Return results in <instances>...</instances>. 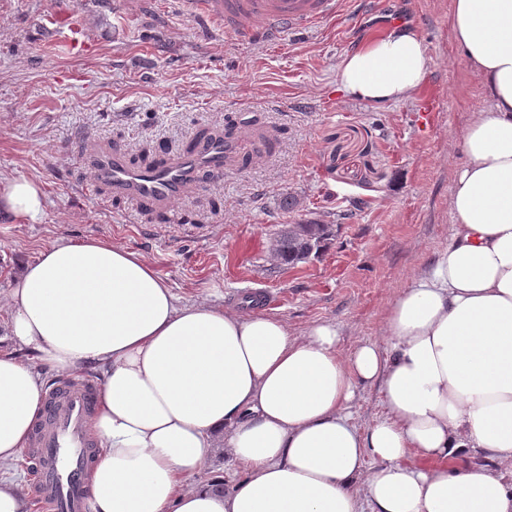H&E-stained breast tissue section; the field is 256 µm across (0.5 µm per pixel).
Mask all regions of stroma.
Listing matches in <instances>:
<instances>
[{"instance_id":"stroma-1","label":"stroma","mask_w":512,"mask_h":512,"mask_svg":"<svg viewBox=\"0 0 512 512\" xmlns=\"http://www.w3.org/2000/svg\"><path fill=\"white\" fill-rule=\"evenodd\" d=\"M343 2L268 41L224 34L173 0H0V179H39L47 195L36 223L0 212V336L22 263L93 236L140 254L180 303L226 307L259 289L262 312L293 332L334 323L347 353L381 341L390 302L448 244L462 133L485 99L452 39V0ZM60 13L87 34L81 54L52 24ZM399 22L431 58L423 85L385 105L339 90L342 57ZM428 96L436 118L424 130ZM229 125L247 165L191 188L175 224L100 198L82 161L91 141L156 159ZM287 224L336 231L318 256L280 265L271 248Z\"/></svg>"}]
</instances>
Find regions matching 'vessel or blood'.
Returning <instances> with one entry per match:
<instances>
[{"instance_id":"b4317fda","label":"vessel or blood","mask_w":512,"mask_h":512,"mask_svg":"<svg viewBox=\"0 0 512 512\" xmlns=\"http://www.w3.org/2000/svg\"><path fill=\"white\" fill-rule=\"evenodd\" d=\"M206 22L240 37L256 35L263 21L272 35L300 30L336 14L338 0H176ZM237 150L221 139L202 140L151 167L129 165L110 145H91L82 156L107 197H126L170 212L174 202L204 175L223 174ZM96 406L91 380L58 382L49 394L31 438L39 467L35 498L42 512H87L88 474L96 462L89 422Z\"/></svg>"}]
</instances>
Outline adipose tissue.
<instances>
[{
    "mask_svg": "<svg viewBox=\"0 0 512 512\" xmlns=\"http://www.w3.org/2000/svg\"><path fill=\"white\" fill-rule=\"evenodd\" d=\"M451 29L486 103L462 135L448 246L389 304L383 343L346 355L329 322L294 335L245 306L182 305L134 251L56 243L10 284L7 335L35 359L0 352V464L28 446L41 369L91 366V512H512V0H452ZM429 67L399 23L336 81L385 104ZM45 202L33 178L0 184L16 218L38 221ZM371 385L386 418L363 428L350 408ZM218 453L244 470L223 492L201 476ZM475 454L492 466L455 467Z\"/></svg>",
    "mask_w": 512,
    "mask_h": 512,
    "instance_id": "1",
    "label": "adipose tissue"
}]
</instances>
